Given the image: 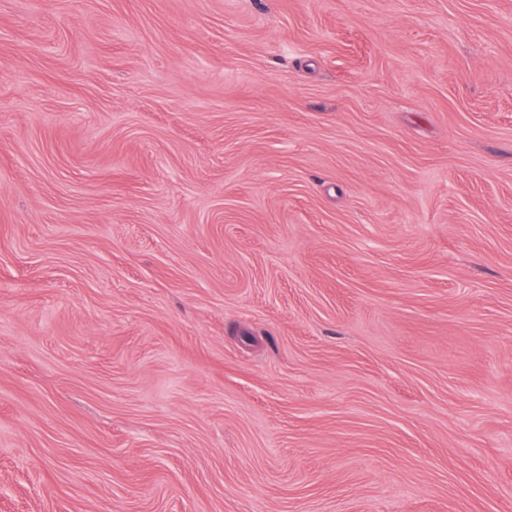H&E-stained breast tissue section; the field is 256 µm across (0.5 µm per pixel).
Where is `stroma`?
<instances>
[{
    "label": "stroma",
    "instance_id": "35a3bbf8",
    "mask_svg": "<svg viewBox=\"0 0 512 512\" xmlns=\"http://www.w3.org/2000/svg\"><path fill=\"white\" fill-rule=\"evenodd\" d=\"M0 512H512V0H0Z\"/></svg>",
    "mask_w": 512,
    "mask_h": 512
}]
</instances>
